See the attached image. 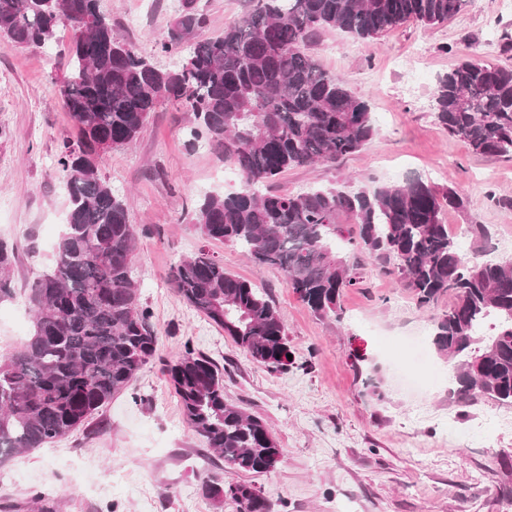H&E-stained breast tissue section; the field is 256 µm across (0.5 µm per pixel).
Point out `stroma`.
I'll use <instances>...</instances> for the list:
<instances>
[{
  "instance_id": "1",
  "label": "stroma",
  "mask_w": 512,
  "mask_h": 512,
  "mask_svg": "<svg viewBox=\"0 0 512 512\" xmlns=\"http://www.w3.org/2000/svg\"><path fill=\"white\" fill-rule=\"evenodd\" d=\"M116 35L151 51L172 21L177 0H100ZM512 8L504 0H468L442 25L410 24L375 40L335 31L312 51L370 105L376 134L358 153L333 164L297 168L272 182L299 192L350 183L355 187L422 178L454 184L465 200L444 214L448 224H484L493 259H505L501 237L512 235V157L481 156L435 120L439 77L464 57L512 68ZM54 53L25 50L0 38V238L17 254L13 299L0 302V352L31 334L27 290L53 260L67 196L56 157L76 131L58 95ZM193 116L165 104L137 141L103 155L101 177L119 190L132 223L147 227L133 256L140 300L158 330L159 358L144 366L128 392L79 430L0 465V502L25 503L51 491L57 512H233L202 495L199 474L220 463L186 421L161 360L185 346L224 369V397L261 418L283 450L265 474L227 469L225 483L249 482L275 512H512V426L493 414L512 407L480 400L459 406L447 381L422 396L399 389L389 365L387 335H430L415 299L397 288L389 265L347 254L362 277L340 299L341 316H315L275 269L258 270L239 247L209 241L192 212L207 194L238 191L240 177L221 148L190 143ZM206 249L227 272L263 288L283 317L294 365L272 373L204 315L186 306L168 281L171 267Z\"/></svg>"
}]
</instances>
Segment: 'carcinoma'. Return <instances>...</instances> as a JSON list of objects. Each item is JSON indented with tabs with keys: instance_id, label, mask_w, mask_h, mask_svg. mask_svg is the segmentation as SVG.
<instances>
[{
	"instance_id": "cac0c4a2",
	"label": "carcinoma",
	"mask_w": 512,
	"mask_h": 512,
	"mask_svg": "<svg viewBox=\"0 0 512 512\" xmlns=\"http://www.w3.org/2000/svg\"><path fill=\"white\" fill-rule=\"evenodd\" d=\"M179 2L148 55L117 37L99 0H0V38L22 49L52 47L61 25L84 28L59 51L66 73L58 93L77 129L56 159L69 200L65 227L52 268L28 288L30 339L0 353V464L89 424L157 355L133 264L146 229L99 176L98 158L102 144L131 146L165 101L191 113L192 139L223 148L242 177L239 191L195 207L206 239L238 245L257 267L281 271L324 316L360 283L336 252V239L347 238L368 258L391 263L398 287L428 314L456 402L512 406V261L483 259L490 245L483 224L468 225L469 252L448 236L443 211L463 206L453 187L414 177L357 190L262 191L290 169L358 152L376 134L368 102L309 54L317 34L377 39L410 23L445 24L468 0H247L246 13L210 37L197 0ZM159 53L176 65L158 67ZM434 102L437 122L473 153L512 155V69L464 59L438 80ZM15 262L14 246L1 239L0 301L14 295ZM169 282L253 362L288 369L285 324L260 289L204 249L172 266ZM444 296L451 302L441 310ZM164 373L186 420L225 467L255 474L276 467L282 449L272 431L225 400L224 373L211 358L187 345ZM200 490L237 512H274L254 485H226L217 473L204 474ZM31 503L34 512H57L46 491Z\"/></svg>"
}]
</instances>
